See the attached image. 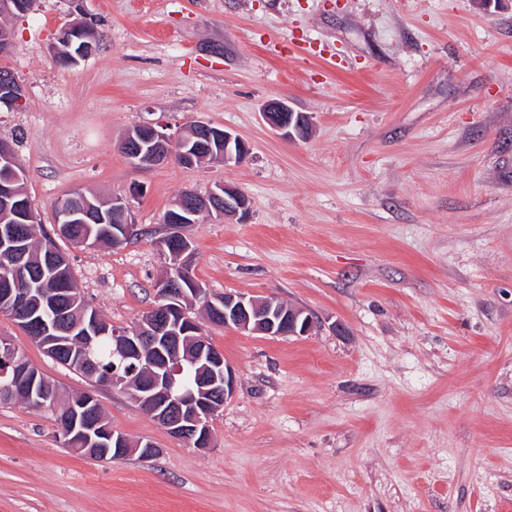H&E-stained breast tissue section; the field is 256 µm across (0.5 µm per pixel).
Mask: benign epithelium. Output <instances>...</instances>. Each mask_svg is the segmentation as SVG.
<instances>
[{
  "label": "benign epithelium",
  "instance_id": "benign-epithelium-1",
  "mask_svg": "<svg viewBox=\"0 0 512 512\" xmlns=\"http://www.w3.org/2000/svg\"><path fill=\"white\" fill-rule=\"evenodd\" d=\"M36 0H0V15L12 14L16 11L27 13L34 10ZM88 30L86 20L76 18L66 24L59 32L58 38L69 43H78ZM24 90L9 73H0V105L10 108L23 102ZM264 122L284 139L302 136L312 125V119L295 112L286 101L271 99L262 108ZM138 129L145 131L154 145L156 165L166 160L172 144L183 136V132L168 133L162 125L142 124ZM224 151L219 153L217 160L226 165L239 164L250 154L249 144L239 135L230 130L222 133ZM133 134H128L121 141L120 149L136 167H147L149 163L140 157V150L135 147ZM209 196L212 206L207 212L218 217L240 215L245 217L250 211L248 196L239 188L226 183H218L211 189ZM177 213L171 215L170 221L175 224H197L200 217L207 214L200 210L197 194L191 190L182 191L175 204ZM94 210L88 199L73 200L61 214L62 224L56 226L57 234L63 233V225L84 223ZM128 197L112 198V248L117 249L138 235L137 225L128 220ZM0 249L11 252L18 263L26 257L25 246L17 240L8 228H0ZM182 264L174 266L170 274L171 284L162 283L156 287L158 300L161 304L144 317L132 330H115L112 332V354L131 363V368L112 367V378L103 380V384L128 394L139 408L152 417L174 438L195 448H207L211 441L210 420L222 407L215 401L212 392L223 391V399L232 397L235 391V378L228 365L224 362L221 351L211 345L206 337L199 335L200 322L193 315L192 302L203 296V289L179 288V277L184 275ZM15 305L28 300L31 289L21 287L19 282L9 284L0 290ZM209 305L219 317L217 325L227 329L265 336H305L313 327V319L303 309L282 302L276 298L258 299L242 293H224V299L206 297ZM56 325L52 336H36L47 356L54 358L62 347L63 339L59 335H79L92 340L103 335L98 318H85L70 324L68 311L64 306L56 307ZM164 342L169 353L148 360L143 357L141 347L146 342ZM189 360L197 367V386L187 388L175 380V376L183 371V360ZM45 378L42 372L30 375L19 368V362H13L11 380L12 389L27 392L30 400L41 402L39 380ZM61 437L78 435L85 442L84 451L112 461H121L136 454L142 460L155 457L159 449L147 440L131 442L124 434L104 432L89 404L72 409L65 424L58 425Z\"/></svg>",
  "mask_w": 512,
  "mask_h": 512
}]
</instances>
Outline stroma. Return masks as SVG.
I'll return each instance as SVG.
<instances>
[{
  "label": "stroma",
  "instance_id": "obj_1",
  "mask_svg": "<svg viewBox=\"0 0 512 512\" xmlns=\"http://www.w3.org/2000/svg\"><path fill=\"white\" fill-rule=\"evenodd\" d=\"M80 16L99 48L60 67L50 45ZM7 24L0 67L26 99L0 110V139L43 230L66 193L143 187L123 247L58 242L107 322L154 307L178 194L224 182L251 209L182 225L195 278L313 328L206 326L236 387L197 449L0 315L60 396L93 391L114 430L160 450L96 461L51 412L0 405V512H512V0H39ZM273 98L312 117L308 137L268 129ZM193 120L249 156L140 169L118 149L136 125ZM224 140V146H221L218 156H215L220 163H224V166L230 164H239L243 162L250 154L249 144L239 135L234 132L227 130L224 127V131L221 134Z\"/></svg>",
  "mask_w": 512,
  "mask_h": 512
}]
</instances>
